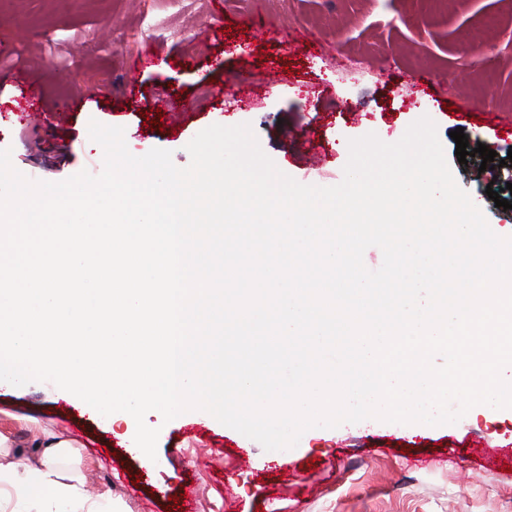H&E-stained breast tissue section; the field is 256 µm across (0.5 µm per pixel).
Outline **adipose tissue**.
<instances>
[{"label": "adipose tissue", "mask_w": 512, "mask_h": 512, "mask_svg": "<svg viewBox=\"0 0 512 512\" xmlns=\"http://www.w3.org/2000/svg\"><path fill=\"white\" fill-rule=\"evenodd\" d=\"M41 446L44 450L42 467L29 469L20 477L11 469L0 465V486L11 488L22 497L64 499L65 494L54 478V463L57 459L69 455L70 445L49 438L42 441Z\"/></svg>", "instance_id": "1"}]
</instances>
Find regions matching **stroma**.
I'll list each match as a JSON object with an SVG mask.
<instances>
[{
	"label": "stroma",
	"instance_id": "obj_1",
	"mask_svg": "<svg viewBox=\"0 0 512 512\" xmlns=\"http://www.w3.org/2000/svg\"><path fill=\"white\" fill-rule=\"evenodd\" d=\"M308 41L290 48L297 36ZM483 43L465 63L464 41ZM0 149L32 180L99 174L102 147L90 120L125 130L136 156L171 151L178 167L203 129L249 124L277 168L304 185L343 179L351 139L386 143L430 117L457 184L499 236L512 235V209L486 194L512 182V0H0ZM154 67L129 65L145 49ZM428 88H410L411 76ZM37 85L45 109L23 125L16 77ZM232 77L255 78L250 103L225 98ZM200 106L176 122L149 116L155 92ZM495 150L504 166L459 163L451 131ZM159 429L157 459L145 463L124 422L98 414L50 382H0V463L16 472L40 466L47 434L70 443L60 483L127 512H182L195 485V512H512V414H466L445 427L363 421L305 431L297 446L267 451L210 414Z\"/></svg>",
	"mask_w": 512,
	"mask_h": 512
}]
</instances>
